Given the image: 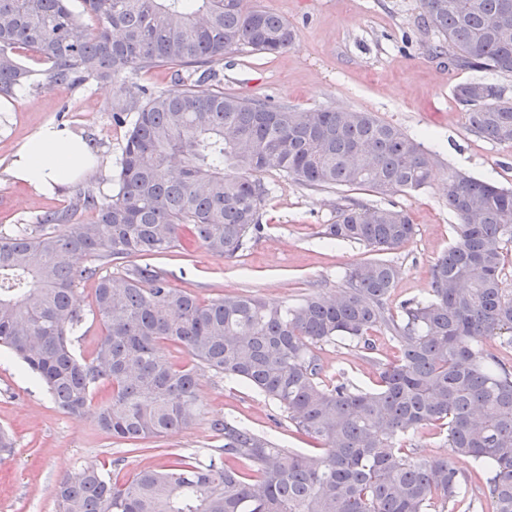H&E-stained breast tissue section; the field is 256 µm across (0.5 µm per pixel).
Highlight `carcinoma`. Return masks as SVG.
<instances>
[{
    "instance_id": "carcinoma-1",
    "label": "carcinoma",
    "mask_w": 512,
    "mask_h": 512,
    "mask_svg": "<svg viewBox=\"0 0 512 512\" xmlns=\"http://www.w3.org/2000/svg\"><path fill=\"white\" fill-rule=\"evenodd\" d=\"M68 0H0V95L40 85L18 57L47 65L52 84H117L112 122L127 126L112 196L90 189L63 212L35 217L0 237V347L46 385L62 410L79 415L107 392L97 425L112 438H164L199 414L195 369L236 378L277 404L321 443L307 454L279 447L228 420L219 459L173 453L118 482L94 469L57 483L56 512H444L468 494L452 458L491 468L493 512H512V371L483 343L512 346V290L502 287L512 244V189L457 172L444 189L459 218L456 238L432 269L428 296L391 305L401 274L375 259L349 268L334 298L296 305L229 293L205 302L169 287L153 266L98 275L93 261L165 254L186 241L235 257L261 229L275 171L313 188L418 190L434 158L420 142L370 112H294L224 93L215 66L243 49L286 51L296 37L280 16L249 0H83L94 20L76 39ZM434 51L459 69L512 74V0H419ZM166 67L183 90L171 95L137 81ZM468 127L512 143V100L495 83L454 90ZM53 224H65L58 234ZM416 225L403 209L352 201L325 235L377 253L409 243ZM96 279L92 315L102 336L85 357L71 336L84 320L72 307L78 283ZM386 335L397 355L375 362L378 388L358 389L328 374L315 348L350 342L374 349ZM169 343L179 363L157 351ZM447 431L452 456L417 459L405 442L419 430Z\"/></svg>"
}]
</instances>
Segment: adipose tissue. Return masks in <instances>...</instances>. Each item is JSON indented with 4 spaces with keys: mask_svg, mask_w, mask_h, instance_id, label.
<instances>
[{
    "mask_svg": "<svg viewBox=\"0 0 512 512\" xmlns=\"http://www.w3.org/2000/svg\"><path fill=\"white\" fill-rule=\"evenodd\" d=\"M99 164L96 150L85 138L48 121L17 148L7 172L14 180L53 194Z\"/></svg>",
    "mask_w": 512,
    "mask_h": 512,
    "instance_id": "adipose-tissue-1",
    "label": "adipose tissue"
}]
</instances>
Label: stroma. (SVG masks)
Instances as JSON below:
<instances>
[{"label": "stroma", "instance_id": "obj_1", "mask_svg": "<svg viewBox=\"0 0 512 512\" xmlns=\"http://www.w3.org/2000/svg\"><path fill=\"white\" fill-rule=\"evenodd\" d=\"M261 6L287 19L297 38L285 53L267 56L244 49L225 56L219 75L225 92L271 99L295 112L342 108L373 113L400 127L433 151L436 166L430 184L418 191L383 195L368 188L311 189L275 172L264 180L273 193L264 206L262 229L236 257L212 255L199 246L174 248L152 263L171 287L210 301L227 293H246L296 304L319 293L336 296L351 266L374 259L363 245L323 239L338 208L357 200L368 206L395 205L407 210L417 232L403 248L388 253L402 269L392 304L428 295L432 267L454 241L458 218L441 186L456 171L512 189V145L471 132L455 86L483 79L480 71L449 68L433 58V33L424 30L419 0H260ZM117 87L95 82L70 90L47 82L39 88L0 97V235L35 215L63 210L77 189L111 194L125 138L112 121ZM88 138L101 167L45 196L12 181L5 167L16 148L46 121ZM95 280L80 283L74 304L86 318L73 347L89 355L102 333L91 316ZM330 374L363 389L377 385L374 358L392 357L385 338L366 350L341 343L317 347ZM200 415L179 433L150 440L147 450L130 453L102 431L94 410L75 417L59 409L45 385L20 361L0 348V428L11 431L15 448L0 460V512H54L56 484L75 468H95L128 478L137 469L161 465L169 454L207 455L223 445L212 424L230 419L267 435L280 447L315 452L319 442L298 432L274 402L243 383L198 367Z\"/></svg>", "mask_w": 512, "mask_h": 512}]
</instances>
